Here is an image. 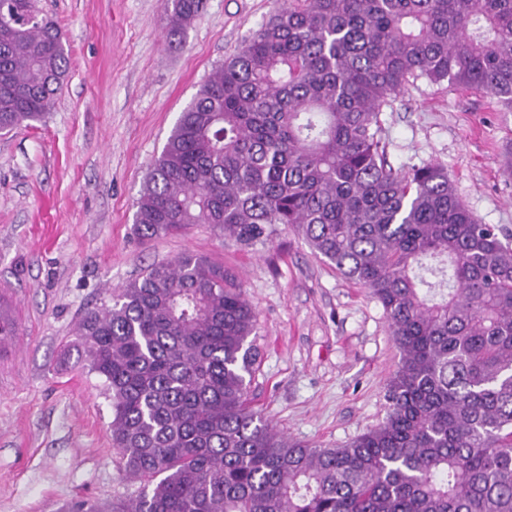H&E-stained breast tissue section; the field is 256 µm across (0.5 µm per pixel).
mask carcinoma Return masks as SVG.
<instances>
[{
	"mask_svg": "<svg viewBox=\"0 0 512 512\" xmlns=\"http://www.w3.org/2000/svg\"><path fill=\"white\" fill-rule=\"evenodd\" d=\"M189 25L204 0H170ZM68 68L39 0H0V130L50 111ZM419 80L512 107V0H288L216 67L137 201L142 240L280 225L383 307L386 415L348 444L295 441L250 404L257 313L193 252L78 321L135 494L71 512H512V244L440 163L393 166L381 115Z\"/></svg>",
	"mask_w": 512,
	"mask_h": 512,
	"instance_id": "1",
	"label": "carcinoma"
}]
</instances>
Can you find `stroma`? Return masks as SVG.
Instances as JSON below:
<instances>
[{
    "instance_id": "1",
    "label": "stroma",
    "mask_w": 512,
    "mask_h": 512,
    "mask_svg": "<svg viewBox=\"0 0 512 512\" xmlns=\"http://www.w3.org/2000/svg\"><path fill=\"white\" fill-rule=\"evenodd\" d=\"M284 0H206L181 36L166 0H41L70 64L43 122L0 133V512H66L135 491L122 480L103 381L85 368V311L150 264H224L259 317L256 406L295 440L336 447L381 422L398 352L382 305L295 231L244 247L207 224L133 232L145 176L184 108ZM393 165L443 164L458 196L512 239V112L421 80L381 115Z\"/></svg>"
}]
</instances>
